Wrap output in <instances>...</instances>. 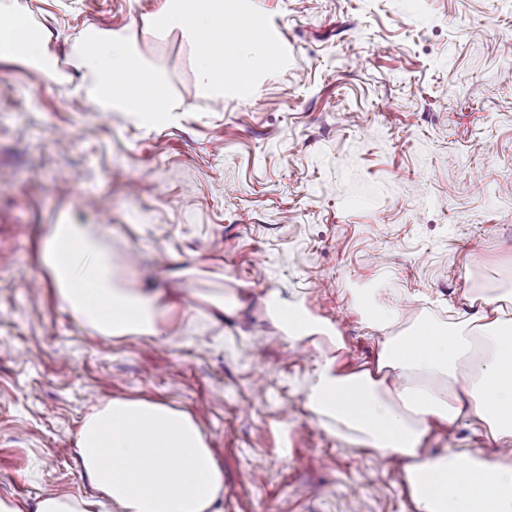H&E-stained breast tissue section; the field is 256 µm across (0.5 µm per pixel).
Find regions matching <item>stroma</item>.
I'll return each instance as SVG.
<instances>
[{
	"label": "stroma",
	"instance_id": "35a3bbf8",
	"mask_svg": "<svg viewBox=\"0 0 512 512\" xmlns=\"http://www.w3.org/2000/svg\"><path fill=\"white\" fill-rule=\"evenodd\" d=\"M16 4L51 30L57 66L0 62V497L95 498L81 420L142 398L194 416L224 512H415L401 466L310 412L320 353L283 339L263 299L335 325L353 370L378 348L353 289L445 318L468 310L467 289L512 287V0H260L288 66L220 102L190 37L150 27L164 0ZM88 25L132 37L176 124L97 111L65 53ZM64 223L107 229L139 287L241 307L161 340L100 336L40 262Z\"/></svg>",
	"mask_w": 512,
	"mask_h": 512
}]
</instances>
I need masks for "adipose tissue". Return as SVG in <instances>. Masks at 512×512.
I'll use <instances>...</instances> for the list:
<instances>
[{"label": "adipose tissue", "instance_id": "obj_1", "mask_svg": "<svg viewBox=\"0 0 512 512\" xmlns=\"http://www.w3.org/2000/svg\"><path fill=\"white\" fill-rule=\"evenodd\" d=\"M155 23L193 34L197 79L218 97L229 90L251 98L258 71L288 61L257 0H165ZM66 55L98 111L128 114L143 127L175 122L178 105L127 33L86 26ZM18 56L45 72L54 66L46 32L0 0V60ZM41 260L61 303L98 335L156 339L175 322L173 304L133 287L134 271L118 270L91 226L54 225ZM468 301L470 311L449 320L423 312L409 322L380 289L357 290L355 306L381 336L373 363L349 371L321 355L304 387L308 409L333 423L337 437L401 460L416 512H512V289L473 288ZM264 306L289 343L342 348L336 327L304 302L271 293ZM461 422L486 447H426L434 426ZM75 451L118 512H224V470L186 410L138 398L99 401Z\"/></svg>", "mask_w": 512, "mask_h": 512}]
</instances>
